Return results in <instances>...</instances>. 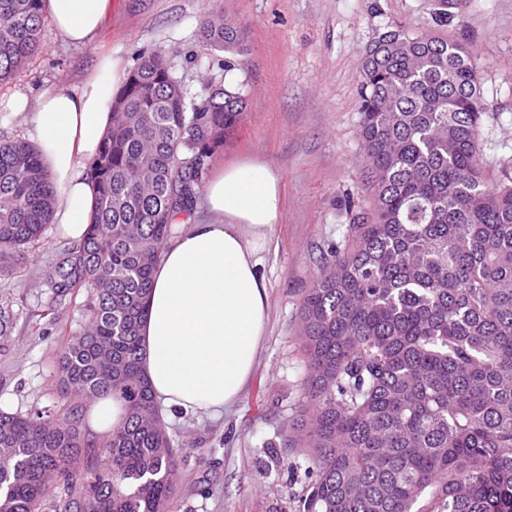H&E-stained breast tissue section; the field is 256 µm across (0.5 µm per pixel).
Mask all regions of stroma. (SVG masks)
I'll return each mask as SVG.
<instances>
[{
  "instance_id": "35a3bbf8",
  "label": "stroma",
  "mask_w": 512,
  "mask_h": 512,
  "mask_svg": "<svg viewBox=\"0 0 512 512\" xmlns=\"http://www.w3.org/2000/svg\"><path fill=\"white\" fill-rule=\"evenodd\" d=\"M434 0H112L98 44H63L51 22L44 48L6 86L0 101L72 87L94 71L99 52L134 68L158 52L192 90L223 82L219 52L200 26L211 13L245 29L232 72L247 100L235 136L210 170L262 157L280 175L284 207L262 273L269 320L252 377L238 402L216 416H166L180 453L172 512H291L304 481L276 466L274 451L300 415L306 368L299 354L300 302L329 247L344 243L356 214L370 212L360 137L358 87L366 47L387 24L463 42L481 73L486 113L481 163L498 175L512 165V0H461L448 24ZM67 249L55 225L27 253L16 276L0 277L15 314L13 344L0 354V408L18 413L61 406L54 368L81 332L86 292L57 302L45 274Z\"/></svg>"
}]
</instances>
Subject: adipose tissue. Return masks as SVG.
<instances>
[{"instance_id": "obj_1", "label": "adipose tissue", "mask_w": 512, "mask_h": 512, "mask_svg": "<svg viewBox=\"0 0 512 512\" xmlns=\"http://www.w3.org/2000/svg\"><path fill=\"white\" fill-rule=\"evenodd\" d=\"M112 0H43L57 35L93 46ZM125 77L121 59L97 62L74 87L16 96L11 114L28 135L58 194L52 221L62 241L80 242L96 210L87 163L112 122V96ZM209 220L179 224L152 272L140 330L143 365L163 410L216 413L248 383L266 331L268 292L261 272L282 210L279 177L250 161L218 170L207 182Z\"/></svg>"}]
</instances>
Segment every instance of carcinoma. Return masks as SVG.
Returning a JSON list of instances; mask_svg holds the SVG:
<instances>
[{
  "label": "carcinoma",
  "instance_id": "cac0c4a2",
  "mask_svg": "<svg viewBox=\"0 0 512 512\" xmlns=\"http://www.w3.org/2000/svg\"><path fill=\"white\" fill-rule=\"evenodd\" d=\"M42 0H0V86L43 48ZM202 42L239 54L220 13ZM361 63L360 134L373 213L324 256L300 304L310 451L296 512H512V168L486 178L480 78L466 47L386 28ZM240 90L192 92L158 53L113 100L88 170L94 223L48 279L87 293L86 324L56 361L67 401L0 409V512H167L177 450L142 366L151 272L209 162L240 126ZM57 191L36 148L0 140V276L17 274ZM14 315L0 304V353ZM123 401L96 441L88 402Z\"/></svg>",
  "mask_w": 512,
  "mask_h": 512
}]
</instances>
